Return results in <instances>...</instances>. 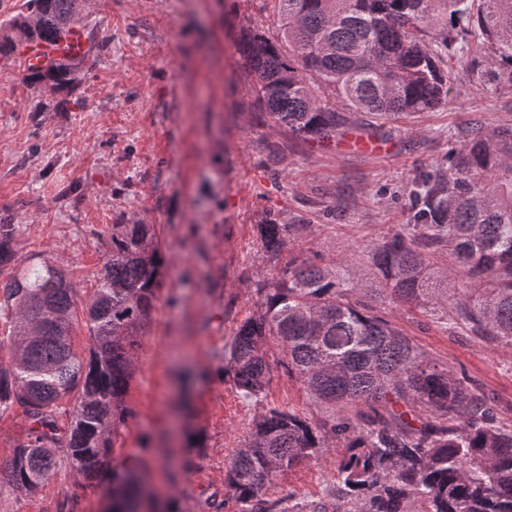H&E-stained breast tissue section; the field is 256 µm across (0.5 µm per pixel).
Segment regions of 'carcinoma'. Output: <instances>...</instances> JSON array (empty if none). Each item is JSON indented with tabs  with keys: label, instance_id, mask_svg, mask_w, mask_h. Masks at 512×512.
I'll return each instance as SVG.
<instances>
[{
	"label": "carcinoma",
	"instance_id": "obj_1",
	"mask_svg": "<svg viewBox=\"0 0 512 512\" xmlns=\"http://www.w3.org/2000/svg\"><path fill=\"white\" fill-rule=\"evenodd\" d=\"M271 39L241 30L237 51L260 107L299 139L332 141L350 130L386 136L404 114L448 101L452 85L512 90V0H266ZM85 0H27L0 23V58L35 39L78 27L87 53L27 80L70 93L100 48L83 23ZM413 223L366 246L370 278L306 257L293 236L304 224L258 226L266 254L288 262L261 288L256 311L224 345V377L246 403L262 402L284 373L301 384L314 420L262 408L224 475L212 512H512V424L465 372L426 357L373 303L435 314L512 348V126L481 127L448 148L445 162L406 192ZM18 225L0 220V270L17 263ZM446 251L452 264L435 269ZM462 286L450 284L457 275ZM165 275L155 224H114L96 288L83 298L42 258L0 281V415L29 421L6 465L24 494L49 485L66 460L76 477L112 492V512H142L140 479L116 464L132 415L126 402L141 339ZM84 321L88 349L75 348ZM332 462L335 483L313 502L271 493L302 464Z\"/></svg>",
	"mask_w": 512,
	"mask_h": 512
}]
</instances>
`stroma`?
Returning a JSON list of instances; mask_svg holds the SVG:
<instances>
[{
  "instance_id": "stroma-1",
  "label": "stroma",
  "mask_w": 512,
  "mask_h": 512,
  "mask_svg": "<svg viewBox=\"0 0 512 512\" xmlns=\"http://www.w3.org/2000/svg\"><path fill=\"white\" fill-rule=\"evenodd\" d=\"M261 0H87L103 48L66 107L0 59V218L89 293L116 224H155L166 273L138 351L117 459L180 512L223 495L228 456L255 410L222 378L221 354L282 267L263 250L267 220L304 225L306 255L368 269L365 248L410 221L400 198L433 170L448 137L512 123V92L458 85L448 103L402 121L382 153L302 141L263 112L236 50L241 28L275 32ZM428 356L465 370L512 422V350L449 331L418 310L382 307ZM328 469L303 465L275 496L322 497ZM104 512L103 487L58 465L35 496L0 480V512Z\"/></svg>"
}]
</instances>
